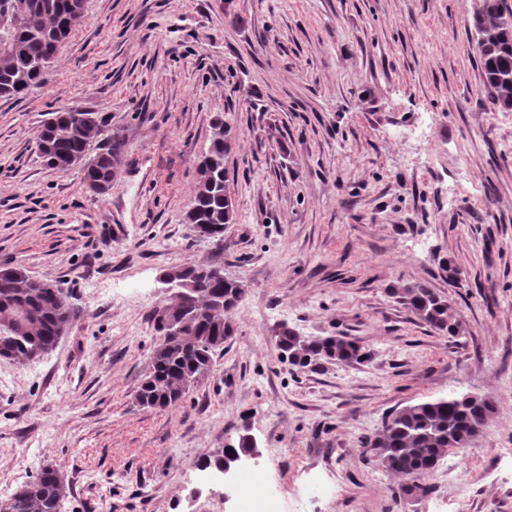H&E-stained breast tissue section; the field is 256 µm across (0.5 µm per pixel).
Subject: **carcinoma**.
<instances>
[{
    "label": "carcinoma",
    "instance_id": "obj_1",
    "mask_svg": "<svg viewBox=\"0 0 512 512\" xmlns=\"http://www.w3.org/2000/svg\"><path fill=\"white\" fill-rule=\"evenodd\" d=\"M505 0H479L472 26L492 104L500 110L512 109V32L503 24ZM85 0H0V16L13 20L0 43V98L12 99L41 85L60 52V46L82 23ZM51 125H43L39 137L48 141L41 158L50 168L59 161L88 153L99 138L103 119L98 113L78 107L52 113ZM233 133L220 119L214 120L210 143L202 154V169L196 184L186 223L200 226L214 247L224 246V229L232 223L227 211L231 198L226 159ZM125 136L117 130L102 148L104 160L90 168L87 176L109 191L120 164ZM182 277L199 287L197 303L203 310L223 299L227 309L218 314L183 321V335L164 337L158 317L154 329L161 342L153 351L146 376L137 392V402L147 408L175 407L184 397L187 377L204 372L224 350V339L234 334L230 313L242 301L245 289L238 281L220 277L204 264L180 266ZM406 307L431 328L451 336L460 333V324L449 314L448 302L425 283L415 282L395 291ZM71 311L56 285L37 279L15 267L0 268V357L21 362L38 358L52 350L60 339L59 328L70 324ZM277 345L283 360L298 371L336 361L362 363L367 353L355 340L338 336L333 340L307 337L286 325L281 326ZM494 405L477 396L464 394L422 399L393 411L381 431L367 444L375 450L380 465L408 481L405 493L422 489L420 481L431 474L453 449L468 444L472 427L487 419ZM66 494L63 475L43 469L34 481L17 490L5 512H58Z\"/></svg>",
    "mask_w": 512,
    "mask_h": 512
}]
</instances>
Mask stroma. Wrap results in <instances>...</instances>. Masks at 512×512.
Instances as JSON below:
<instances>
[{
  "instance_id": "1",
  "label": "stroma",
  "mask_w": 512,
  "mask_h": 512,
  "mask_svg": "<svg viewBox=\"0 0 512 512\" xmlns=\"http://www.w3.org/2000/svg\"><path fill=\"white\" fill-rule=\"evenodd\" d=\"M474 0H86L45 82L0 100V266L76 311L39 360L0 358V504L42 468L59 512H228L273 483L301 512H512V112L493 108ZM124 128L111 190L47 167L48 113ZM235 134L224 248L185 215L211 125ZM459 270L450 281L443 265ZM214 263L245 286L234 336L174 408L138 405L169 304L164 271ZM424 282L459 335L394 296ZM348 336L362 364L298 372L277 334ZM472 392L494 413L405 495L365 439L391 411ZM249 427L231 481L196 463Z\"/></svg>"
}]
</instances>
